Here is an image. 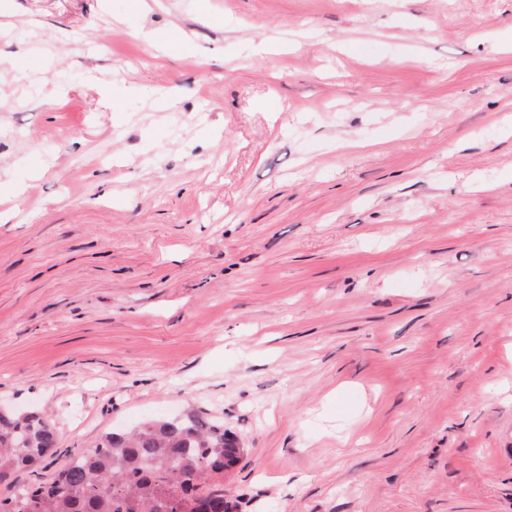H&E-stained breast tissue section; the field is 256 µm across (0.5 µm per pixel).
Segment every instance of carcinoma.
Listing matches in <instances>:
<instances>
[{
    "instance_id": "carcinoma-1",
    "label": "carcinoma",
    "mask_w": 512,
    "mask_h": 512,
    "mask_svg": "<svg viewBox=\"0 0 512 512\" xmlns=\"http://www.w3.org/2000/svg\"><path fill=\"white\" fill-rule=\"evenodd\" d=\"M224 421L189 410L75 448L51 477L24 481L52 456L57 433L34 413L0 410V512H226L224 469L240 461Z\"/></svg>"
}]
</instances>
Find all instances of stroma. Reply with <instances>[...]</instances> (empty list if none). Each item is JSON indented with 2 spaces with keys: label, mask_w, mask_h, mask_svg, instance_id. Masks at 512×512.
I'll list each match as a JSON object with an SVG mask.
<instances>
[{
  "label": "stroma",
  "mask_w": 512,
  "mask_h": 512,
  "mask_svg": "<svg viewBox=\"0 0 512 512\" xmlns=\"http://www.w3.org/2000/svg\"><path fill=\"white\" fill-rule=\"evenodd\" d=\"M509 38L512 0H0V408L52 418L43 476L193 408L237 512H512Z\"/></svg>",
  "instance_id": "35a3bbf8"
}]
</instances>
